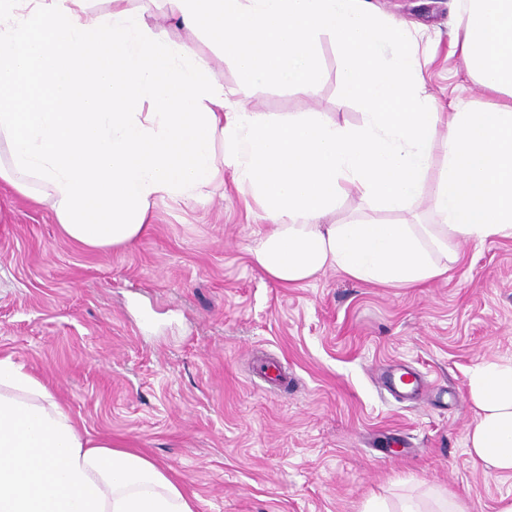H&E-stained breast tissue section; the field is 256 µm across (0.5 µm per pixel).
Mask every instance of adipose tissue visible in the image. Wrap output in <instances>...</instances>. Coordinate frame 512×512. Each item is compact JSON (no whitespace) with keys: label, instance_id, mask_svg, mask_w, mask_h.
<instances>
[{"label":"adipose tissue","instance_id":"adipose-tissue-1","mask_svg":"<svg viewBox=\"0 0 512 512\" xmlns=\"http://www.w3.org/2000/svg\"><path fill=\"white\" fill-rule=\"evenodd\" d=\"M0 0V182L48 205L91 250L132 246L158 198L189 201L232 167L264 210L249 249L281 285L326 269L409 288L443 277L453 240L512 237V0H467L459 62L501 103L437 111L408 25L362 0H167L189 28L221 23L239 93L308 94L330 35L359 126L318 112L275 119L224 109L209 60L150 29L127 0ZM430 192V225L340 222L352 195L398 212ZM474 462L512 478V360L472 370ZM0 512H195L153 460L92 435L48 387L0 357Z\"/></svg>","mask_w":512,"mask_h":512}]
</instances>
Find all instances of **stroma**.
Listing matches in <instances>:
<instances>
[{"label":"stroma","instance_id":"35a3bbf8","mask_svg":"<svg viewBox=\"0 0 512 512\" xmlns=\"http://www.w3.org/2000/svg\"><path fill=\"white\" fill-rule=\"evenodd\" d=\"M406 21L439 111L495 96L453 53L458 0H368ZM213 65L225 89L238 73L217 26L182 27L163 0H131ZM315 50L313 95L255 88L252 112H319L357 126L363 106L341 92L330 36ZM337 218L434 224L430 197L377 210L353 195ZM267 221L225 169L187 202L157 200L125 249L91 251L61 235L48 206L0 183V356L42 380L94 434L163 466L196 512H421L454 500L498 512L512 478L474 463L469 376L512 359V238L456 240L445 278L388 288L328 269L297 287L255 269L248 249ZM401 364L423 380L404 400L385 387Z\"/></svg>","mask_w":512,"mask_h":512}]
</instances>
